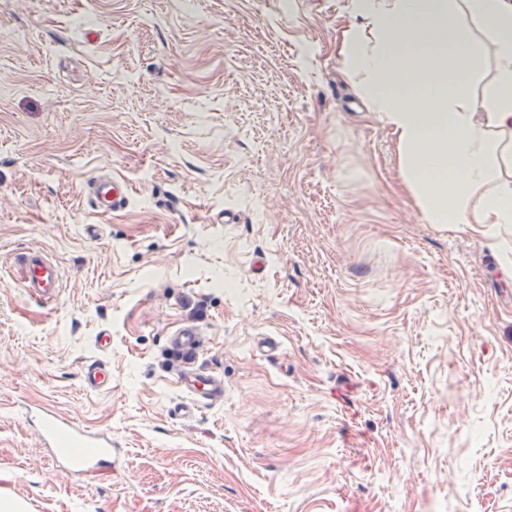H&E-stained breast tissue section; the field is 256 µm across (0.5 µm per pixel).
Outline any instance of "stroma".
<instances>
[{
  "label": "stroma",
  "mask_w": 512,
  "mask_h": 512,
  "mask_svg": "<svg viewBox=\"0 0 512 512\" xmlns=\"http://www.w3.org/2000/svg\"><path fill=\"white\" fill-rule=\"evenodd\" d=\"M352 5L0 0V507L512 512V224L426 222L341 74ZM448 28L488 88L491 37ZM188 323L224 400L178 415ZM27 404L111 431V470L65 475ZM87 190L96 208L102 212L119 210L126 203L130 193L128 184L105 175L90 180ZM23 288L41 300L54 299L59 291L60 269L39 250L24 253L20 262Z\"/></svg>",
  "instance_id": "35a3bbf8"
}]
</instances>
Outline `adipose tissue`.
I'll return each instance as SVG.
<instances>
[{"mask_svg": "<svg viewBox=\"0 0 512 512\" xmlns=\"http://www.w3.org/2000/svg\"><path fill=\"white\" fill-rule=\"evenodd\" d=\"M469 16L495 41L491 87L468 37L448 13ZM341 47L355 81L400 149L403 184L432 224H512V0H355ZM369 30L372 40L359 37Z\"/></svg>", "mask_w": 512, "mask_h": 512, "instance_id": "adipose-tissue-1", "label": "adipose tissue"}]
</instances>
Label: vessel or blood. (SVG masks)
Here are the masks:
<instances>
[{
	"instance_id": "obj_1",
	"label": "vessel or blood",
	"mask_w": 512,
	"mask_h": 512,
	"mask_svg": "<svg viewBox=\"0 0 512 512\" xmlns=\"http://www.w3.org/2000/svg\"><path fill=\"white\" fill-rule=\"evenodd\" d=\"M87 190L96 208L104 212L119 210L130 193L128 184L105 175L90 180ZM20 270L23 286L30 295L44 301L57 296L60 269L41 251L25 252L21 258ZM173 341L183 358L180 382L185 391L200 400L212 403L222 401V380L195 364L200 344L196 327L187 325L180 328ZM24 414L28 417L37 416L43 446L69 476L85 479L111 466V434L88 431L70 418L45 408L36 412L28 408Z\"/></svg>"
}]
</instances>
